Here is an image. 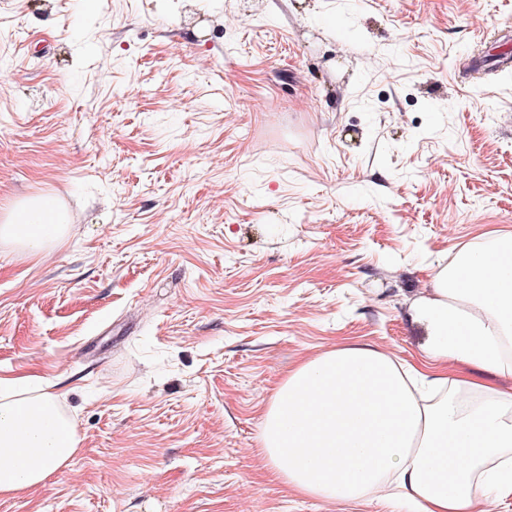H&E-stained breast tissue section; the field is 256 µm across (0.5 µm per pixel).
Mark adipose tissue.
<instances>
[{"instance_id": "adipose-tissue-1", "label": "adipose tissue", "mask_w": 512, "mask_h": 512, "mask_svg": "<svg viewBox=\"0 0 512 512\" xmlns=\"http://www.w3.org/2000/svg\"><path fill=\"white\" fill-rule=\"evenodd\" d=\"M69 232L37 194L0 219V242L41 253ZM425 366L366 344L336 346L289 372L265 409L258 449L297 492L328 502L407 492L417 512H474L512 496V230L456 249L416 302ZM62 398L0 376V496L39 485L77 452Z\"/></svg>"}]
</instances>
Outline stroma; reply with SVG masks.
Returning <instances> with one entry per match:
<instances>
[{
	"instance_id": "35a3bbf8",
	"label": "stroma",
	"mask_w": 512,
	"mask_h": 512,
	"mask_svg": "<svg viewBox=\"0 0 512 512\" xmlns=\"http://www.w3.org/2000/svg\"><path fill=\"white\" fill-rule=\"evenodd\" d=\"M512 0H0V376L54 384L80 450L0 512H410L326 503L256 453L299 362L419 361L412 303L512 229ZM56 199L48 194H37L17 202L0 225V242L10 244L24 256L41 253L53 237L64 238L69 225Z\"/></svg>"
}]
</instances>
